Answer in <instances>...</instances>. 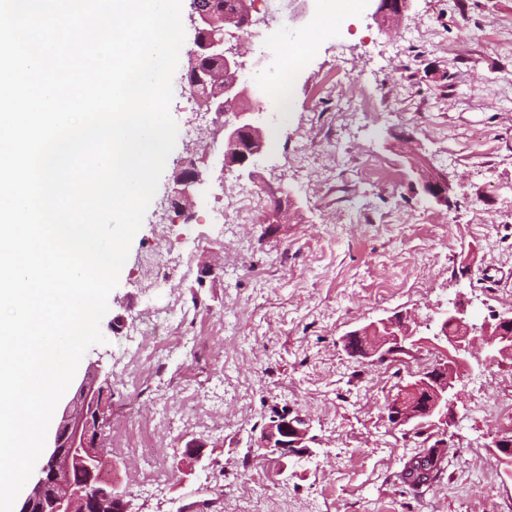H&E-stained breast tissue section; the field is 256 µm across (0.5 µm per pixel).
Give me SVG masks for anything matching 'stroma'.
Segmentation results:
<instances>
[{
  "label": "stroma",
  "instance_id": "stroma-1",
  "mask_svg": "<svg viewBox=\"0 0 512 512\" xmlns=\"http://www.w3.org/2000/svg\"><path fill=\"white\" fill-rule=\"evenodd\" d=\"M323 0H254L253 26L238 50L242 82L269 88L285 72L284 29L314 42L288 86V117L263 107L265 148L253 170L221 173L210 150L215 127L201 123L197 151L212 177L189 222L165 219L164 196L186 155L177 138L133 238L91 347L76 374L98 368L112 398L101 423L107 474L131 493L137 512H238L243 487L264 512H512V476L490 449L495 429L481 403L512 393V363L486 367L477 349L458 385L442 478L411 489L401 474L422 437L392 428L385 404L410 371L430 363L437 323L455 301L473 322L512 309V0H411L381 30L368 6L338 28L313 31ZM384 114L376 127L348 120L352 102ZM483 143H475L473 132ZM446 176L451 207L410 193L409 155ZM389 176L360 173L373 160ZM288 186L301 209L268 225L262 196L248 223L224 227L223 245L192 249L184 264L149 285L143 267L156 247L208 223L206 202L223 201L228 182ZM394 223H384L385 215ZM471 272L461 277L462 262ZM393 297L377 303L378 289ZM167 300L189 318L183 343L156 364L152 379L123 380L118 358L135 320L144 354L166 343L148 321ZM397 312L417 322L421 349L404 361L370 364L346 352V335ZM123 317L113 330L115 317ZM310 420L311 455L278 459L256 445L274 411ZM162 481L142 484L136 454L112 448V427L151 422ZM204 460L179 466L191 439Z\"/></svg>",
  "mask_w": 512,
  "mask_h": 512
}]
</instances>
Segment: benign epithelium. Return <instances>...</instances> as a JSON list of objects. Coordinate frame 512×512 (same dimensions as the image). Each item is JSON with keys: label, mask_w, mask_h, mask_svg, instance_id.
<instances>
[{"label": "benign epithelium", "mask_w": 512, "mask_h": 512, "mask_svg": "<svg viewBox=\"0 0 512 512\" xmlns=\"http://www.w3.org/2000/svg\"><path fill=\"white\" fill-rule=\"evenodd\" d=\"M240 23L229 21L224 11L212 0H196L191 7L190 21L195 30L194 47L188 54L182 81L199 97L206 110L215 114L214 124L224 133L221 170L256 166L265 140L256 124L252 109L239 107L246 99H257L262 90L240 81L243 68L236 49L229 46L237 37L236 27L254 24L248 0H238ZM413 193L439 206H450L448 179L426 174L421 161L409 160ZM208 183V170L201 169L193 159L182 162L175 171L165 197L166 211L180 217L192 213L196 197ZM275 194L278 206L268 216V223L288 222L298 207L292 190L279 186L266 187ZM416 329L411 318L397 313L348 333L363 341L362 358L378 360L392 352L411 353L417 346ZM435 338L443 343L439 358L432 365L412 375L400 385L387 405L388 421L395 428L424 425L429 429L443 426L442 432L430 434L437 447L448 446L447 430L455 413V389L468 369L466 355L476 341L489 352V359L499 365L512 361V310L495 312L476 325L469 322L467 307L460 301L453 304L439 319ZM96 369L88 371L79 381L74 396L60 405L59 421L48 451L44 454L32 491L23 500L19 512H136L132 495L105 479V447L99 433V422L110 398L108 387L98 383ZM311 423L300 415L288 412L274 417L256 442L285 458L304 457L311 452ZM488 447L497 450L503 459L512 456V435L497 433ZM206 444L198 439L188 441L183 459L199 463Z\"/></svg>", "instance_id": "obj_1"}]
</instances>
